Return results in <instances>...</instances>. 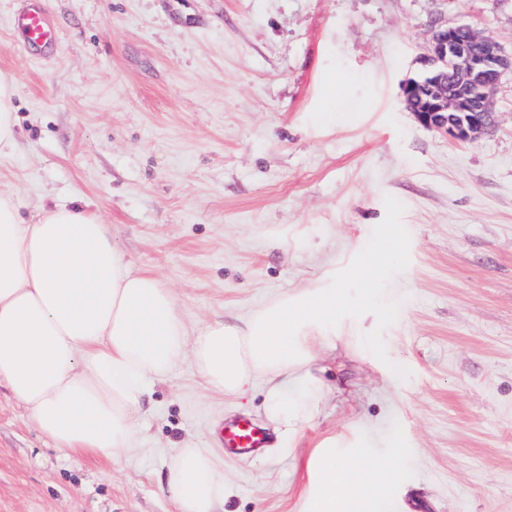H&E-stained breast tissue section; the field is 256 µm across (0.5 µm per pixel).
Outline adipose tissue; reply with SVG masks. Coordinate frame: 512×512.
Segmentation results:
<instances>
[{
    "mask_svg": "<svg viewBox=\"0 0 512 512\" xmlns=\"http://www.w3.org/2000/svg\"><path fill=\"white\" fill-rule=\"evenodd\" d=\"M335 313V292H308L238 323L189 327L171 288L131 272L99 215L54 206L27 222L15 194L0 189V383L53 447L125 460L144 430L143 396L186 356L228 397L263 380L266 420L294 436L324 392L310 334ZM310 466L321 481L318 512H345L348 489L395 471L332 448ZM167 490L177 512H218L224 472L210 449L186 445Z\"/></svg>",
    "mask_w": 512,
    "mask_h": 512,
    "instance_id": "obj_1",
    "label": "adipose tissue"
}]
</instances>
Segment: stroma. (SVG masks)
I'll return each instance as SVG.
<instances>
[{"mask_svg": "<svg viewBox=\"0 0 512 512\" xmlns=\"http://www.w3.org/2000/svg\"><path fill=\"white\" fill-rule=\"evenodd\" d=\"M0 0L17 141L0 187L24 217L80 206L193 326L336 292L314 348L311 425L225 460L224 512H317L318 445L397 468L362 512H512V70L498 124L460 143L402 102L431 29L512 55V0H39L56 52L18 46ZM403 236V251L382 249ZM263 382L204 389L191 358L155 384L133 456L53 448L0 386V512H175L177 448L263 423Z\"/></svg>", "mask_w": 512, "mask_h": 512, "instance_id": "stroma-1", "label": "stroma"}]
</instances>
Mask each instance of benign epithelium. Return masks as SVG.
Segmentation results:
<instances>
[{"label": "benign epithelium", "mask_w": 512, "mask_h": 512, "mask_svg": "<svg viewBox=\"0 0 512 512\" xmlns=\"http://www.w3.org/2000/svg\"><path fill=\"white\" fill-rule=\"evenodd\" d=\"M419 73L403 85L405 107L426 128L468 141L496 124L492 98L512 57L469 25H437Z\"/></svg>", "instance_id": "7a95c632"}]
</instances>
